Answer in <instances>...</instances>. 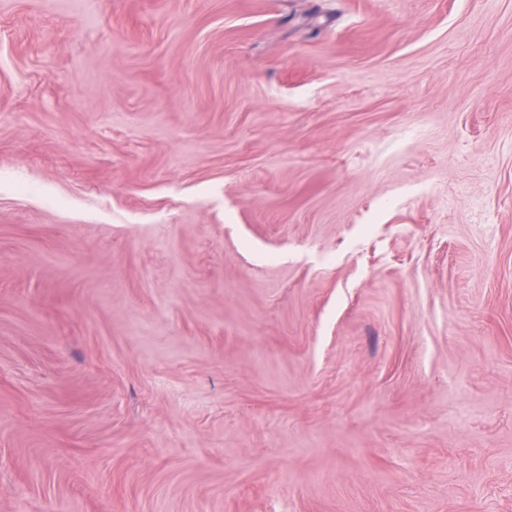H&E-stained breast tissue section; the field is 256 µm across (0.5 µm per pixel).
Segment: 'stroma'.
Instances as JSON below:
<instances>
[{"label":"stroma","mask_w":512,"mask_h":512,"mask_svg":"<svg viewBox=\"0 0 512 512\" xmlns=\"http://www.w3.org/2000/svg\"><path fill=\"white\" fill-rule=\"evenodd\" d=\"M0 512H512V0H0Z\"/></svg>","instance_id":"35a3bbf8"}]
</instances>
